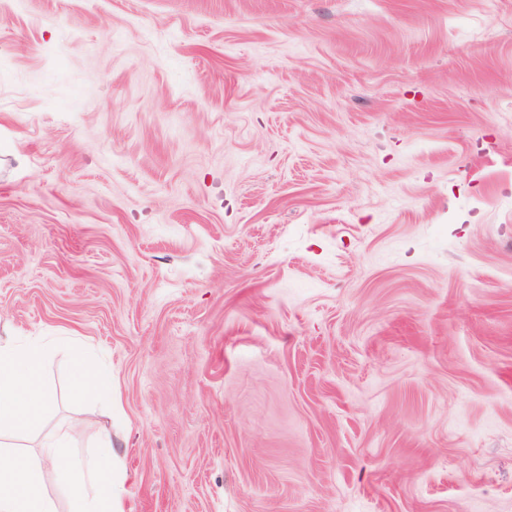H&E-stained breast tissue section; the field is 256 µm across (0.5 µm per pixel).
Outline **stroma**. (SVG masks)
<instances>
[{
  "label": "stroma",
  "mask_w": 512,
  "mask_h": 512,
  "mask_svg": "<svg viewBox=\"0 0 512 512\" xmlns=\"http://www.w3.org/2000/svg\"><path fill=\"white\" fill-rule=\"evenodd\" d=\"M7 339L124 512H512V0H0ZM90 395L112 399V371L90 368L80 357L76 362L71 396L75 401H80Z\"/></svg>",
  "instance_id": "obj_1"
}]
</instances>
